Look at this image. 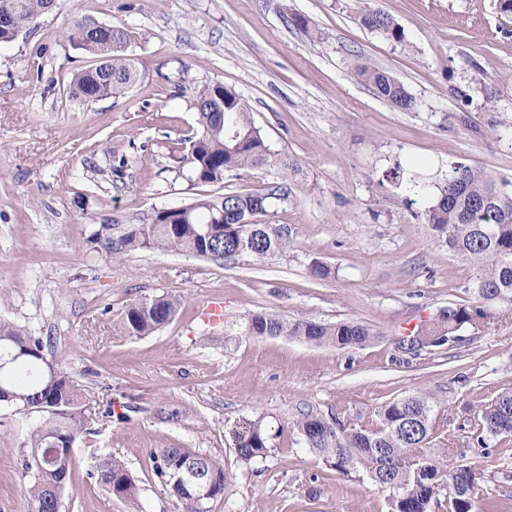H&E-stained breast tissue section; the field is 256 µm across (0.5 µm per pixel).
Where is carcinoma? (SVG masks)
<instances>
[{
    "label": "carcinoma",
    "mask_w": 512,
    "mask_h": 512,
    "mask_svg": "<svg viewBox=\"0 0 512 512\" xmlns=\"http://www.w3.org/2000/svg\"><path fill=\"white\" fill-rule=\"evenodd\" d=\"M57 7V0H0V44L10 43L36 20ZM359 24L389 40L403 41L401 26L384 11L365 8L358 12ZM76 49L95 58L89 68L74 75L70 93L82 102L120 98L140 80L135 61L126 54L135 39L122 25L99 27L78 20L66 35ZM355 74L377 96L401 112H413L417 99L387 71L367 62L354 65ZM197 127L185 139L187 154L180 162L188 179L196 184L224 182V175L276 164L283 175L298 170V163L286 155L271 153L261 130L255 126L246 102L219 82L192 91ZM459 125L475 134L503 138L512 121L494 112L477 124L469 115L457 117ZM387 178L404 184L407 193L423 196L428 177L415 173L404 177L396 165ZM437 202L420 217L430 227L432 244L466 261L473 270L470 300L453 304L438 317L418 325L411 351L443 347L459 342L460 333L470 327L485 328L498 309L512 311V184L496 172L455 162L439 187ZM276 193L246 190L221 197L203 196L178 210L154 212L147 224H103L94 239L114 257L140 249H157L191 254L213 260H232L247 255L264 261L288 243V233L275 224L253 221L264 215ZM180 299L161 294L128 302L120 318L127 336H146L175 318ZM246 331L251 336H290L315 345L339 350H359L374 343L381 333L359 321L328 324L313 318L288 320L278 315L256 312L248 315ZM43 339L0 319V359H9L0 370V385L26 394H42L37 405L25 401L11 403L25 418L39 422L27 434L29 452L24 471L31 474L29 512H60L61 497L49 493L54 484L66 485L76 442L87 433L82 389L59 366L50 379L44 362L36 357L43 351ZM433 396L416 392L394 400L379 410V422L371 427L347 428L334 418L307 412L294 427L308 448L318 453L331 469L342 475L362 473L389 492L392 512H431L445 491L456 493L454 512H477L483 492L481 469L476 464H457L427 451L433 439ZM472 438L482 448L512 438V388L504 387L467 419ZM53 434L64 436L62 456L56 463L43 459ZM235 452L240 461L250 463L266 457L268 435L261 420L246 419L233 430ZM154 475L184 512H207L205 504L224 495L227 476L224 465L211 456L188 448H157L150 452ZM199 467L212 483L208 497L198 499L173 473L184 466ZM99 482L114 497L141 512L139 488L125 464L112 456L95 457Z\"/></svg>",
    "instance_id": "cac0c4a2"
}]
</instances>
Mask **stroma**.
Instances as JSON below:
<instances>
[{
	"instance_id": "obj_1",
	"label": "stroma",
	"mask_w": 512,
	"mask_h": 512,
	"mask_svg": "<svg viewBox=\"0 0 512 512\" xmlns=\"http://www.w3.org/2000/svg\"><path fill=\"white\" fill-rule=\"evenodd\" d=\"M401 26L396 43L363 28L360 6ZM308 19L320 40L292 22ZM137 33L128 53L141 73L126 97L80 103L69 94L92 63L65 34L74 20ZM400 80L419 107L402 112L357 81L355 57ZM220 82L250 107L271 151L297 160L196 185L179 163L194 127L191 88ZM512 119V14L497 0H58L35 30L0 46V319L44 341V354L85 390L88 432L75 449L60 512H127L94 474L93 451L119 457L144 512H182L153 474L149 452L177 446L218 458L227 484L209 512H389L369 479L327 467L300 440L306 412L345 425L376 422L385 404L436 395L434 453L479 461L489 512H512V443L483 450L464 422L512 385V312L462 342L413 357L396 343L421 321L468 300V264L430 240L395 164L436 175L449 162L512 182V141L452 121L488 108ZM126 156L122 175L114 156ZM286 184L263 221L288 245L264 262L214 261L172 251L112 257L91 239L102 224H139L201 196ZM332 274L319 281L313 260ZM182 297L174 320L142 337L115 323L133 299ZM220 305L222 318L210 316ZM253 312L324 323L357 320L383 332L360 350L245 331ZM262 419L265 458L246 464L233 429ZM0 404V512H28L22 469L31 428Z\"/></svg>"
}]
</instances>
